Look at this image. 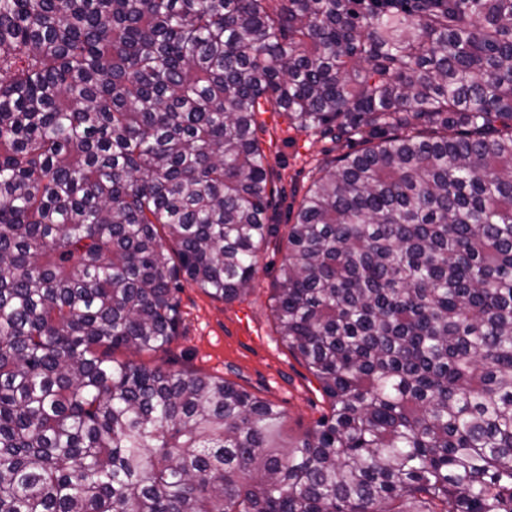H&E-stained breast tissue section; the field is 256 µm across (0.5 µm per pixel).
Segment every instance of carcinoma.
Segmentation results:
<instances>
[{
  "label": "carcinoma",
  "instance_id": "1",
  "mask_svg": "<svg viewBox=\"0 0 512 512\" xmlns=\"http://www.w3.org/2000/svg\"><path fill=\"white\" fill-rule=\"evenodd\" d=\"M264 112L367 143L288 225L294 441L113 357L253 287ZM0 512H512V0H0Z\"/></svg>",
  "mask_w": 512,
  "mask_h": 512
}]
</instances>
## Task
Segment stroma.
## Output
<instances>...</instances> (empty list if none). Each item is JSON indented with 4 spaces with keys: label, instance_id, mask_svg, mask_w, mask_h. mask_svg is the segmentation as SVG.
Masks as SVG:
<instances>
[{
    "label": "stroma",
    "instance_id": "stroma-1",
    "mask_svg": "<svg viewBox=\"0 0 512 512\" xmlns=\"http://www.w3.org/2000/svg\"><path fill=\"white\" fill-rule=\"evenodd\" d=\"M262 120L266 125L262 146L274 173L269 214L284 235L319 167L360 149L361 144L336 143L292 130L280 112L264 113ZM283 257L277 242H270L261 253L254 288L231 303L213 299L195 285H184L179 294L182 323L169 349L134 356L121 351L118 359L224 377L279 406L286 415L285 436L302 435L328 405L320 383L288 352L271 317L272 285Z\"/></svg>",
    "mask_w": 512,
    "mask_h": 512
}]
</instances>
